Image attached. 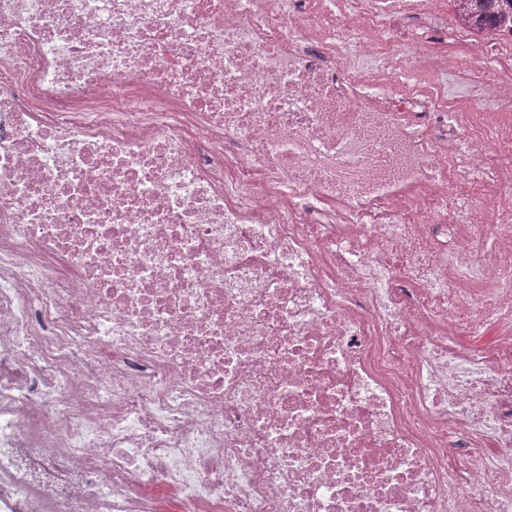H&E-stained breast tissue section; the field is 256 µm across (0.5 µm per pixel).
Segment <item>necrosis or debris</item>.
Returning a JSON list of instances; mask_svg holds the SVG:
<instances>
[{
  "instance_id": "4bbe7bcc",
  "label": "necrosis or debris",
  "mask_w": 512,
  "mask_h": 512,
  "mask_svg": "<svg viewBox=\"0 0 512 512\" xmlns=\"http://www.w3.org/2000/svg\"><path fill=\"white\" fill-rule=\"evenodd\" d=\"M495 14L0 0V512H512ZM455 77L454 73L448 72L447 76H443L439 79H429L425 78V82L428 84H436L439 85L442 89L447 92L448 95V105H451L455 102H470L469 92L468 90L461 85ZM498 330L496 327L489 328L483 335H469L463 332L457 336H449L448 347L455 349L462 345L472 349H487L494 345Z\"/></svg>"
}]
</instances>
